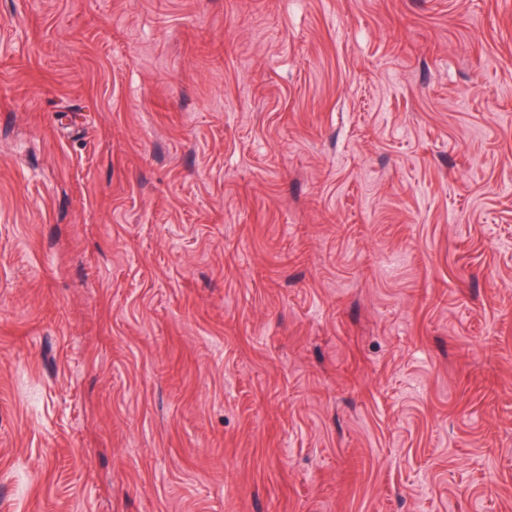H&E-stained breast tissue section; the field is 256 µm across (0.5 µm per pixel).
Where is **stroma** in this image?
Listing matches in <instances>:
<instances>
[{
	"label": "stroma",
	"mask_w": 512,
	"mask_h": 512,
	"mask_svg": "<svg viewBox=\"0 0 512 512\" xmlns=\"http://www.w3.org/2000/svg\"><path fill=\"white\" fill-rule=\"evenodd\" d=\"M0 512H512V0H0Z\"/></svg>",
	"instance_id": "35a3bbf8"
}]
</instances>
